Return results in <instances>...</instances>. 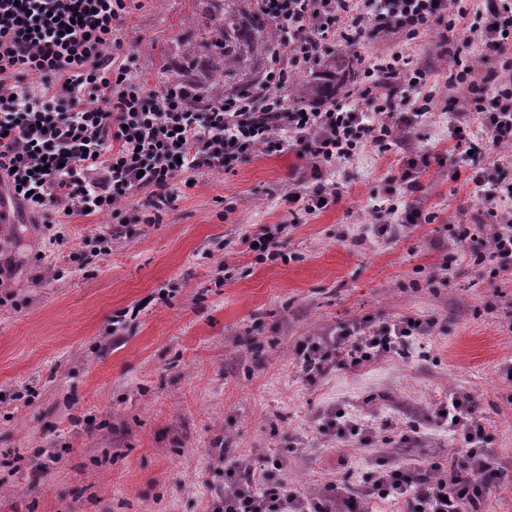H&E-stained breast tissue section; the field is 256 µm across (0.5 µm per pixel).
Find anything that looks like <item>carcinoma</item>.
<instances>
[{"instance_id":"carcinoma-1","label":"carcinoma","mask_w":512,"mask_h":512,"mask_svg":"<svg viewBox=\"0 0 512 512\" xmlns=\"http://www.w3.org/2000/svg\"><path fill=\"white\" fill-rule=\"evenodd\" d=\"M193 31L180 40L162 66L165 87L188 92L194 109L224 103L228 96H248L261 81L275 46V30L256 0H195ZM319 71L288 82L292 105L336 97L346 76L319 62Z\"/></svg>"}]
</instances>
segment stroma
Returning <instances> with one entry per match:
<instances>
[{"label": "stroma", "mask_w": 512, "mask_h": 512, "mask_svg": "<svg viewBox=\"0 0 512 512\" xmlns=\"http://www.w3.org/2000/svg\"><path fill=\"white\" fill-rule=\"evenodd\" d=\"M193 0H128L116 25L121 59L147 88L183 36ZM459 32L356 37L336 65L402 51L426 71L428 114L404 143H365L325 175L339 199L296 214L285 189L313 188L311 163L283 148L227 172L178 180L153 224L107 213L34 216L8 204L0 239V512H208L225 482L221 453L281 459L306 495L335 512H392L365 495L367 472L397 464L452 468L463 442L437 426L450 396H471L482 452L504 472L485 512H512V278L456 249L448 225L486 216L471 167L449 166L469 123L472 165L486 149L449 88ZM411 171L412 186L393 180ZM425 220L388 224L386 208ZM284 226V259L261 260L251 235ZM111 235L109 254L100 238ZM431 321L404 354L307 380L308 338L365 317ZM368 421L369 442L314 428L323 411ZM408 443H399L400 434Z\"/></svg>", "instance_id": "1"}]
</instances>
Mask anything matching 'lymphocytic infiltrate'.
Returning <instances> with one entry per match:
<instances>
[{
    "label": "lymphocytic infiltrate",
    "instance_id": "f902f5d3",
    "mask_svg": "<svg viewBox=\"0 0 512 512\" xmlns=\"http://www.w3.org/2000/svg\"><path fill=\"white\" fill-rule=\"evenodd\" d=\"M484 22L462 27L463 0H260L279 33L271 65L251 96L225 98L204 110L189 108L179 90L155 91L116 65L121 43L116 23L126 0H0V187L23 209L40 214H123L133 193L167 204L178 176L207 169L233 170L252 155L288 146L308 156L318 183L312 192L288 187L306 213L336 201L335 185L322 183L327 169L351 161L364 141L390 148L402 139L399 113L416 106L425 74L394 52L369 63L366 74L404 77L401 99L384 98L375 111L291 107L276 96L290 76L317 63L329 44L353 43L373 28L412 40L439 22L461 28L449 86L467 85L489 153L512 149V0H483ZM499 55L500 72L479 74L481 55ZM39 75L41 93L20 79ZM472 182L489 218L453 231L461 252L492 273L512 265V180L473 172ZM429 322L401 317L389 323L367 318L326 330L299 348L307 378L339 367H358L403 352L429 332ZM440 424L465 444L450 477L434 466L396 465L374 471L369 493L401 504V512H480L502 474L477 450L485 427L472 400L449 397ZM230 480L211 512H327L271 467L224 460Z\"/></svg>",
    "mask_w": 512,
    "mask_h": 512
}]
</instances>
